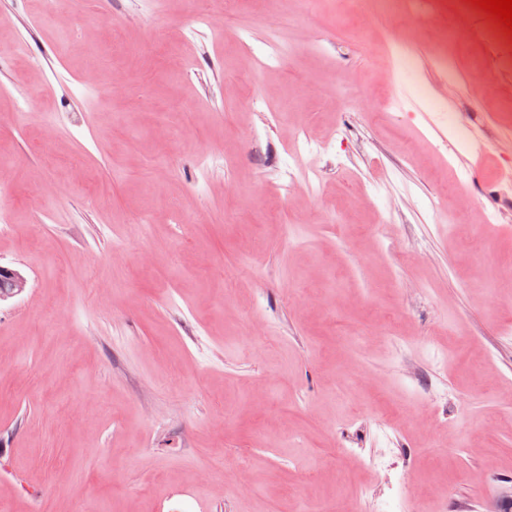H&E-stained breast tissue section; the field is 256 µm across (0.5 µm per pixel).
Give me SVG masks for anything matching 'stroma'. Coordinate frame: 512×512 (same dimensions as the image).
<instances>
[{
  "label": "stroma",
  "mask_w": 512,
  "mask_h": 512,
  "mask_svg": "<svg viewBox=\"0 0 512 512\" xmlns=\"http://www.w3.org/2000/svg\"><path fill=\"white\" fill-rule=\"evenodd\" d=\"M268 11L0 0V512L512 505V68L457 0Z\"/></svg>",
  "instance_id": "1"
}]
</instances>
